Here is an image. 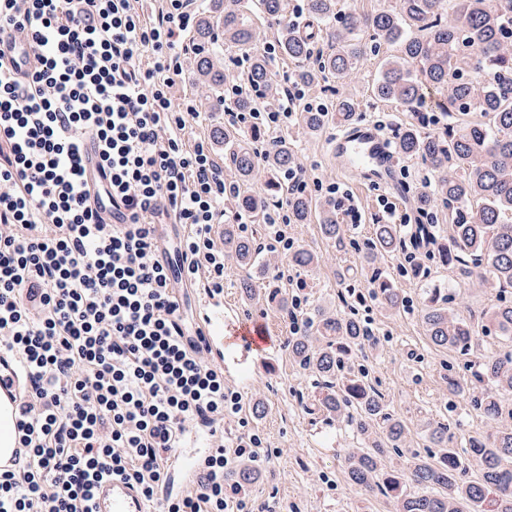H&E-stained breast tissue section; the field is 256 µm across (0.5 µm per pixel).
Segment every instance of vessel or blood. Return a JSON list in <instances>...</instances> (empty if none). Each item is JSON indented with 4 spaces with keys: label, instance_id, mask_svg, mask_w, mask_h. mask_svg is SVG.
I'll return each mask as SVG.
<instances>
[{
    "label": "vessel or blood",
    "instance_id": "vessel-or-blood-1",
    "mask_svg": "<svg viewBox=\"0 0 512 512\" xmlns=\"http://www.w3.org/2000/svg\"><path fill=\"white\" fill-rule=\"evenodd\" d=\"M16 36L0 31V62L17 72L31 70L34 58L19 48ZM330 154L339 165L357 172L364 181L392 185L398 159L388 140L372 124L343 129L328 142ZM197 330L203 337L207 359L233 369L240 387L253 383L252 370L260 358L273 355L276 347L268 327L243 322L223 295L201 292L195 309ZM27 384L17 357L0 352V471L17 468L25 454L20 446V409ZM211 451V432L206 427L190 431L176 448L171 462L185 477H193L201 461ZM93 512H154L137 491L119 478L100 482L92 500Z\"/></svg>",
    "mask_w": 512,
    "mask_h": 512
}]
</instances>
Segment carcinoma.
Returning <instances> with one entry per match:
<instances>
[{
  "mask_svg": "<svg viewBox=\"0 0 512 512\" xmlns=\"http://www.w3.org/2000/svg\"><path fill=\"white\" fill-rule=\"evenodd\" d=\"M445 0H400V11L392 14L345 13L336 16V0H305L303 8L310 22L322 27L323 45L318 65H305L313 53L312 39L287 21L288 0H208L196 25L199 45L197 69L208 78L213 91L214 112H249L254 100L241 96L224 103V86L238 74L218 69L212 53L236 48L246 58L248 77L262 89L269 101L277 99L280 74L274 59L256 48L257 27L254 11L277 26L276 57L290 60L293 80L316 86L329 77L342 79L357 61L387 44L397 54L385 60L376 86L377 98L391 101L408 112L429 107L434 91L446 92L444 111L467 115L477 112L481 121H464L446 135L424 134L413 124L397 134L398 152L415 158L435 176L433 188L418 194L419 208L429 210L439 201L448 207V240L437 243L431 225L417 224L412 234L416 250L412 272H423L422 247H437L447 261L473 264L472 272L492 280L498 287H512V0H454L455 9L445 14ZM371 31L370 40L358 37ZM356 108L348 99L325 105L324 110L304 112L302 122L310 132L320 131L336 119L348 123ZM213 137L230 153L235 176L250 180L257 166L256 155L238 143L233 126L214 128ZM264 161L268 171L278 175L295 166L288 146V134L270 141ZM235 211H242L263 223L269 201L238 195ZM292 223H307L311 204L303 195L288 199ZM321 233L338 244L344 243L345 230L336 222L330 203L319 206ZM401 244L397 227L378 224L368 244L367 258L391 253ZM224 249L236 264H257L250 240L233 224L224 225ZM291 262L309 269L316 255L304 248L291 254ZM375 295L391 309L404 298L388 284H378ZM430 342L462 355L470 354L474 327L448 314L443 302L432 299L423 309ZM481 332L485 336L512 340V301L500 300L486 315ZM370 341L365 323L346 314L324 310L301 318L300 330L288 337V357L292 363L322 380L325 392L318 406L331 421L351 424L365 447L351 448L344 463L348 479L388 497L394 512H512V428H499L490 435L468 438L466 446L451 445L448 427L427 425L426 435L434 456L416 455L408 471L386 468V459L405 444L408 429L403 420L386 411L383 398L369 384L363 368L348 364L351 352ZM478 377L486 388L475 399L485 418L497 423L504 414L512 416L501 394L512 391V350L498 352L479 364ZM475 465L479 476L463 479Z\"/></svg>",
  "mask_w": 512,
  "mask_h": 512,
  "instance_id": "1",
  "label": "carcinoma"
}]
</instances>
